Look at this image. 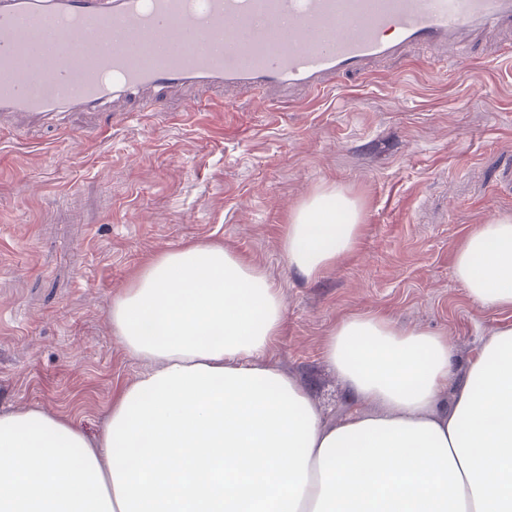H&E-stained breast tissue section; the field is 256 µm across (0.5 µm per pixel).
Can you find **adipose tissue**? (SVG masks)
<instances>
[{"label":"adipose tissue","mask_w":512,"mask_h":512,"mask_svg":"<svg viewBox=\"0 0 512 512\" xmlns=\"http://www.w3.org/2000/svg\"><path fill=\"white\" fill-rule=\"evenodd\" d=\"M361 232L359 200L323 187L292 211L283 251L315 278ZM454 276L482 307H512V216L468 235ZM283 309L220 244L152 258L109 308L145 369L100 431L0 411V512H512V326L492 330L445 409L441 335L341 322L324 356L357 407L330 424L271 361Z\"/></svg>","instance_id":"adipose-tissue-1"}]
</instances>
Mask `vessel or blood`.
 <instances>
[{"label":"vessel or blood","instance_id":"b4317fda","mask_svg":"<svg viewBox=\"0 0 512 512\" xmlns=\"http://www.w3.org/2000/svg\"><path fill=\"white\" fill-rule=\"evenodd\" d=\"M66 29L72 54L51 38ZM512 31V0H0V121L150 112L179 91L311 102L419 50Z\"/></svg>","mask_w":512,"mask_h":512}]
</instances>
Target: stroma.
Returning a JSON list of instances; mask_svg holds the SVG:
<instances>
[{
	"label": "stroma",
	"mask_w": 512,
	"mask_h": 512,
	"mask_svg": "<svg viewBox=\"0 0 512 512\" xmlns=\"http://www.w3.org/2000/svg\"><path fill=\"white\" fill-rule=\"evenodd\" d=\"M512 32L470 66L416 53L318 103L279 111L241 98L193 111L171 95L135 117L76 114L17 139L0 131V410L37 407L97 432L142 371L108 309L147 259L217 242L279 288L272 360L326 420L351 405L323 351L344 320L378 313L448 342L456 380L512 308L474 302L453 274L478 225L512 216ZM337 186L363 206L358 244L314 279L281 242L295 206Z\"/></svg>",
	"instance_id": "obj_1"
}]
</instances>
